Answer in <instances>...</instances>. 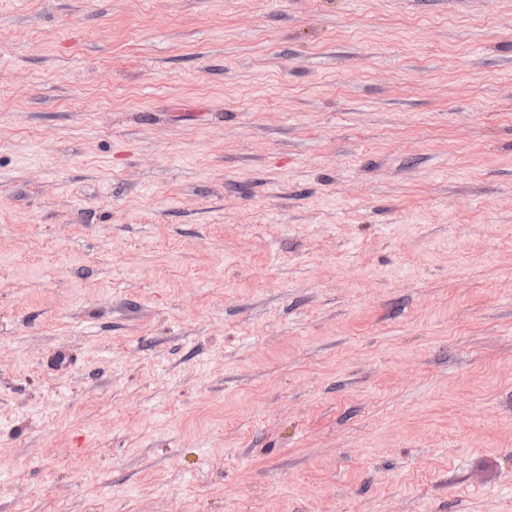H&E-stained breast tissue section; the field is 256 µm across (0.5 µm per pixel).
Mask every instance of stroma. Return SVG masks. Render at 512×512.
Here are the masks:
<instances>
[{"label":"stroma","instance_id":"1","mask_svg":"<svg viewBox=\"0 0 512 512\" xmlns=\"http://www.w3.org/2000/svg\"><path fill=\"white\" fill-rule=\"evenodd\" d=\"M0 512H512V0H0Z\"/></svg>","mask_w":512,"mask_h":512}]
</instances>
